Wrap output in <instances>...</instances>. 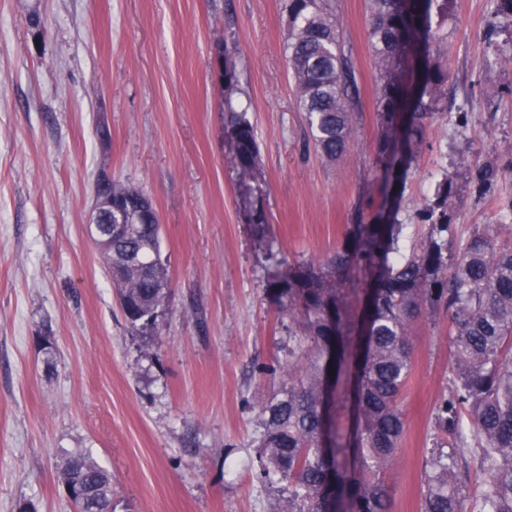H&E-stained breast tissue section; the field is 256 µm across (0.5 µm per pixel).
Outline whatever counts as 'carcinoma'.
Returning <instances> with one entry per match:
<instances>
[{
  "instance_id": "1",
  "label": "carcinoma",
  "mask_w": 512,
  "mask_h": 512,
  "mask_svg": "<svg viewBox=\"0 0 512 512\" xmlns=\"http://www.w3.org/2000/svg\"><path fill=\"white\" fill-rule=\"evenodd\" d=\"M450 3L368 0L367 37L382 108L373 166L381 202L366 200L372 216L348 225L325 261L288 264L270 254L266 290L291 323L287 382L260 406L253 468L262 483L286 484L279 512H391L385 474L404 430L400 400L413 368V324L425 308L448 314L451 362L448 393L433 413L446 442L423 457L422 512H512V242H500L512 226L487 224L449 253L455 178L448 173L420 210L426 233L407 253L404 225L396 221L408 171L446 95L448 73L437 58ZM284 7L291 27L288 68L307 143L335 160L347 152L360 100L336 15L330 0H285ZM488 27L512 29V0H498ZM224 134L241 181H258L247 112L229 113ZM471 179L485 194L497 185L498 169L479 165ZM112 189L124 193L130 207L112 235L116 296L130 328L152 327L168 298L161 225L137 222L136 209L146 200L139 189ZM350 362L355 431L326 448L327 388ZM60 479L87 512L112 505V475L92 457H67Z\"/></svg>"
}]
</instances>
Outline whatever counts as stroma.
<instances>
[{
	"mask_svg": "<svg viewBox=\"0 0 512 512\" xmlns=\"http://www.w3.org/2000/svg\"><path fill=\"white\" fill-rule=\"evenodd\" d=\"M496 7L452 0L448 95L408 172L404 242L442 171L488 160L499 182L483 197L459 182L454 240L512 225V30L487 35ZM336 15L361 98L329 162L304 147L282 0H0V512H71L58 473L79 453L111 473L112 512H277L279 489L251 468L259 370L288 359L265 253L327 259L375 192L367 2L336 0ZM231 108L256 131L263 239L224 136ZM104 174L142 190L162 227L170 295L147 332L127 327L88 233ZM450 361L446 315L419 319L391 512H421Z\"/></svg>",
	"mask_w": 512,
	"mask_h": 512,
	"instance_id": "obj_1",
	"label": "stroma"
}]
</instances>
